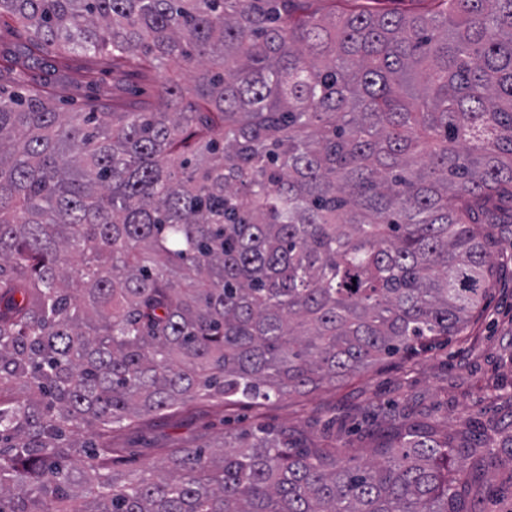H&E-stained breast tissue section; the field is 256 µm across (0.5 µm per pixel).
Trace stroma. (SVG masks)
I'll return each instance as SVG.
<instances>
[{
    "mask_svg": "<svg viewBox=\"0 0 512 512\" xmlns=\"http://www.w3.org/2000/svg\"><path fill=\"white\" fill-rule=\"evenodd\" d=\"M90 76L97 81L92 91ZM46 90L65 109L93 93L104 103L154 96L153 85L83 56L70 57L64 80ZM491 251L498 272L463 335L258 407L199 400L140 418L112 438L115 470L140 472L167 449L214 445L223 432L249 426L286 430L301 446L333 447L364 464L379 459L381 443L404 424L447 435L464 448V469L484 461L481 512H512V246L500 238Z\"/></svg>",
    "mask_w": 512,
    "mask_h": 512,
    "instance_id": "1",
    "label": "stroma"
}]
</instances>
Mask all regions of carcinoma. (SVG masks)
<instances>
[{
  "label": "carcinoma",
  "instance_id": "1",
  "mask_svg": "<svg viewBox=\"0 0 512 512\" xmlns=\"http://www.w3.org/2000/svg\"><path fill=\"white\" fill-rule=\"evenodd\" d=\"M11 20L0 73L52 48L190 81L156 112L0 92V512H477L422 431L367 467L258 430L138 476L112 433L463 332L512 234V0H0Z\"/></svg>",
  "mask_w": 512,
  "mask_h": 512
}]
</instances>
